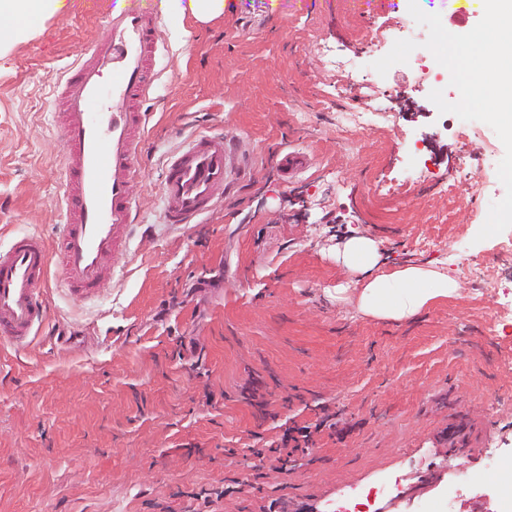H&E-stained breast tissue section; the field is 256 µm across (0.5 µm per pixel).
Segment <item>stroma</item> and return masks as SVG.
Here are the masks:
<instances>
[{"mask_svg":"<svg viewBox=\"0 0 512 512\" xmlns=\"http://www.w3.org/2000/svg\"><path fill=\"white\" fill-rule=\"evenodd\" d=\"M388 2L281 0L247 35L241 23L264 0H227L206 24L163 16L169 51L135 184L141 228L97 299L49 279L66 339L18 352L0 337V512H263L274 500L329 512L384 478L397 486L377 512H419L445 498L461 464L468 496L492 498L487 455L512 453V319L498 314L512 280L497 257L512 228L476 235L505 194L504 147L487 124L461 139L457 116L418 115L431 101L415 62L373 69L379 41L401 35ZM111 4L0 21L15 31L0 42V245L20 231L55 238L62 146L49 83ZM340 108L386 118L339 128ZM199 133L234 144L244 168L201 223H164L162 165ZM282 150L307 154L309 168L285 179ZM359 234L376 240L383 269L448 272L457 295L409 321L336 302L352 279L336 252ZM430 236L444 252L420 248ZM254 380L267 406L251 399ZM326 411L350 433L316 434L281 461L285 428ZM452 420L468 429L466 448L444 440Z\"/></svg>","mask_w":512,"mask_h":512,"instance_id":"35a3bbf8","label":"stroma"}]
</instances>
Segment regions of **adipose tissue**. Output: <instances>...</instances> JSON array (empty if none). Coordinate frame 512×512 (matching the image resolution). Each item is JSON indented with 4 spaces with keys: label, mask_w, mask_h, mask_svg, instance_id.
Masks as SVG:
<instances>
[{
    "label": "adipose tissue",
    "mask_w": 512,
    "mask_h": 512,
    "mask_svg": "<svg viewBox=\"0 0 512 512\" xmlns=\"http://www.w3.org/2000/svg\"><path fill=\"white\" fill-rule=\"evenodd\" d=\"M336 260L358 278L359 312L379 319H412L432 302L458 290L457 282L447 274L411 263L389 273L380 272L378 245L365 235L346 240Z\"/></svg>",
    "instance_id": "1"
}]
</instances>
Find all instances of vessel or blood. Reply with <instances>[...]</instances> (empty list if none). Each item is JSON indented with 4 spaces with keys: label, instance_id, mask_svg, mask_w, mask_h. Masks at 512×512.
I'll return each instance as SVG.
<instances>
[{
    "label": "vessel or blood",
    "instance_id": "1",
    "mask_svg": "<svg viewBox=\"0 0 512 512\" xmlns=\"http://www.w3.org/2000/svg\"><path fill=\"white\" fill-rule=\"evenodd\" d=\"M167 50L158 0H127L104 14L99 39L51 82L54 122L62 143V231L56 247L37 234L13 235L0 247V334L26 347L48 323L44 287L52 268L66 294L94 296L114 271L139 222L133 186L151 115V93ZM233 153L223 139L192 137L165 162L163 216L195 224L224 197ZM303 153L283 151L284 177L302 172Z\"/></svg>",
    "mask_w": 512,
    "mask_h": 512
}]
</instances>
